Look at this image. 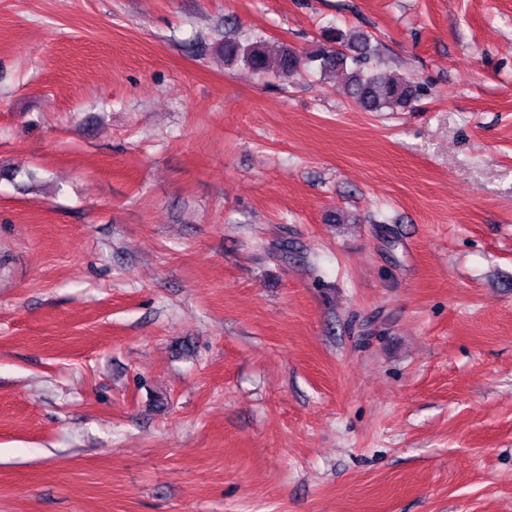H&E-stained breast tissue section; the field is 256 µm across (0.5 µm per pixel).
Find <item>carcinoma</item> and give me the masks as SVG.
<instances>
[{
	"label": "carcinoma",
	"instance_id": "carcinoma-1",
	"mask_svg": "<svg viewBox=\"0 0 512 512\" xmlns=\"http://www.w3.org/2000/svg\"><path fill=\"white\" fill-rule=\"evenodd\" d=\"M371 36L361 30H329L324 41L308 56L283 47L278 50L277 75L286 80L311 67L322 73L349 71L344 92L366 112L404 110L420 97V87L400 78L385 76L371 64ZM224 62L242 64L251 74L270 70L269 53L262 39L243 44L224 40Z\"/></svg>",
	"mask_w": 512,
	"mask_h": 512
}]
</instances>
